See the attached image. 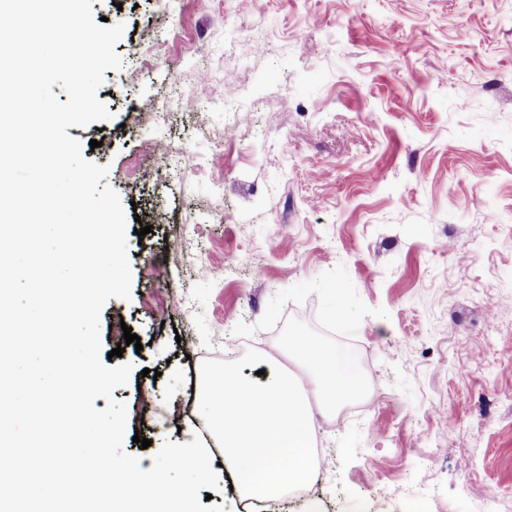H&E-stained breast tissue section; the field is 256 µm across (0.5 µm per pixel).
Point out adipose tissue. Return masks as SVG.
Listing matches in <instances>:
<instances>
[{
  "mask_svg": "<svg viewBox=\"0 0 512 512\" xmlns=\"http://www.w3.org/2000/svg\"><path fill=\"white\" fill-rule=\"evenodd\" d=\"M286 347L297 356L296 371H281L270 355L264 377L228 367L209 391L210 427L221 440L224 467L240 495L259 501L313 478L319 460L312 408L337 412L363 387L352 354L340 346L294 336Z\"/></svg>",
  "mask_w": 512,
  "mask_h": 512,
  "instance_id": "adipose-tissue-1",
  "label": "adipose tissue"
}]
</instances>
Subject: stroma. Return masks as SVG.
Segmentation results:
<instances>
[{"label": "stroma", "instance_id": "1", "mask_svg": "<svg viewBox=\"0 0 512 512\" xmlns=\"http://www.w3.org/2000/svg\"><path fill=\"white\" fill-rule=\"evenodd\" d=\"M91 9L124 25L121 64L97 92L109 119L67 133L126 214L131 296L100 321L109 366L132 367L124 451H218L207 376L306 336L372 388L364 415L312 412L322 512H512V0ZM177 87L196 109L165 111Z\"/></svg>", "mask_w": 512, "mask_h": 512}]
</instances>
